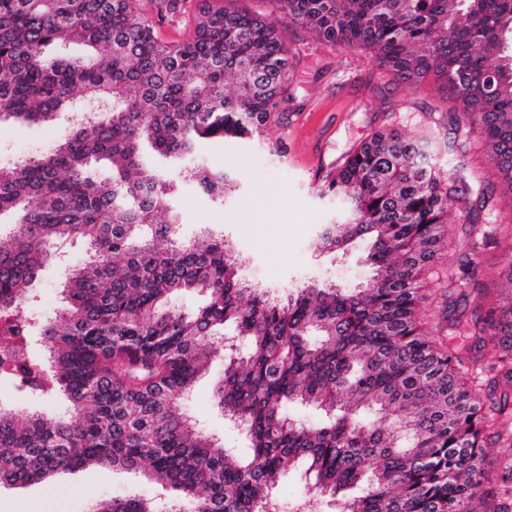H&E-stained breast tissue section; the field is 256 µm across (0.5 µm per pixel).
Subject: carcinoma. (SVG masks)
Masks as SVG:
<instances>
[{
    "label": "carcinoma",
    "mask_w": 512,
    "mask_h": 512,
    "mask_svg": "<svg viewBox=\"0 0 512 512\" xmlns=\"http://www.w3.org/2000/svg\"><path fill=\"white\" fill-rule=\"evenodd\" d=\"M269 2L321 44L372 51L396 87L437 76L457 168L425 163V142L396 128L373 133L323 177L347 212L319 234L329 252L368 239L371 282L272 298L241 285L224 235L184 237L175 199L187 185L215 199L237 190L233 175L195 160L201 142L288 119L291 54L276 24L208 7L192 37L165 42L131 0H0V121L51 125L78 94L95 105L50 153L0 165V218L16 219L0 222V379L66 406L0 403V488L95 466L141 471L158 493L96 498L92 512H293L271 489L303 463L340 512H512V246L506 287L466 324L470 348L441 345L418 321L444 215L462 210L486 247L499 243L487 219L497 195L512 200V0ZM146 145L169 171L144 163ZM472 151L499 177L473 199ZM101 161L111 175L95 174ZM76 243L86 258L71 264ZM51 262L64 266V304L41 320L32 286ZM196 291L203 306H169ZM227 325L244 346L224 348ZM34 336L46 354L33 353ZM220 353L214 397L244 430V459L179 403ZM292 403L331 419L297 423ZM370 406L375 419H360ZM488 441L499 448L490 470Z\"/></svg>",
    "instance_id": "1"
}]
</instances>
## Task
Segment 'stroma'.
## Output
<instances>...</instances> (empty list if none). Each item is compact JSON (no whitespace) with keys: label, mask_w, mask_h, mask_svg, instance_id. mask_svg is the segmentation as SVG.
<instances>
[{"label":"stroma","mask_w":512,"mask_h":512,"mask_svg":"<svg viewBox=\"0 0 512 512\" xmlns=\"http://www.w3.org/2000/svg\"><path fill=\"white\" fill-rule=\"evenodd\" d=\"M206 0H177L174 9L159 10L156 0H132L136 10L160 13L158 32L164 40L188 37L192 21ZM293 53L292 88L283 125L253 139L209 143L201 158L207 165L229 169L239 182L238 192L216 200L189 187L176 200L186 237L210 226L224 234L227 246L241 260L239 276L250 288H267L276 296L311 280L358 288L373 275L365 244L345 252H322L316 238L323 225L334 223L336 199L322 191L307 170L310 162L342 160L358 142L383 125L408 136L429 139L428 152L440 168L454 169L458 158L448 149L449 126L428 114L426 105L438 98V81L428 76L417 92L389 90L386 77L368 51L344 45L326 46L305 31L279 22ZM67 116L54 125L0 122V163L52 149L70 130ZM265 203L267 219H256L257 203ZM508 239L471 251L468 226L459 210L448 213V247L426 274L428 297L422 307L425 330H434L446 314L449 290L479 284L497 291L498 268ZM224 376L223 361H215L185 396L186 413L206 433L227 448L245 449L238 425L217 408L216 383ZM153 485L134 470L107 473L93 468L66 471L48 483L0 490V512H88L89 498L115 493L149 496Z\"/></svg>","instance_id":"35a3bbf8"}]
</instances>
